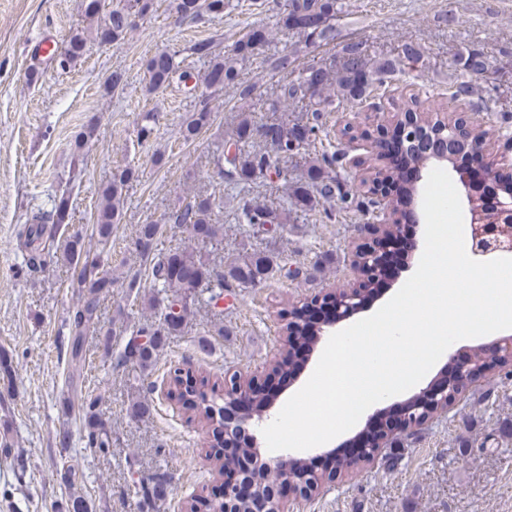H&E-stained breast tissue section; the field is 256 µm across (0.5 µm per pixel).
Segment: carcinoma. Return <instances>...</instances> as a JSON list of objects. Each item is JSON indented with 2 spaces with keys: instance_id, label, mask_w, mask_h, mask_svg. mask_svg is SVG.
Listing matches in <instances>:
<instances>
[{
  "instance_id": "1",
  "label": "carcinoma",
  "mask_w": 512,
  "mask_h": 512,
  "mask_svg": "<svg viewBox=\"0 0 512 512\" xmlns=\"http://www.w3.org/2000/svg\"><path fill=\"white\" fill-rule=\"evenodd\" d=\"M154 0H124L120 8L105 11V0H87L85 13L90 18L99 16L110 21L112 45L119 44L130 34L135 23L131 16L144 18L152 10ZM338 0H288V9L279 20L284 32H292L306 41L330 44L340 42L339 55L328 63H312L303 69L299 78L286 79V75L296 69L295 53L283 51L266 60L267 68L285 76L278 83L274 98L268 101V109L278 112L287 104H306L311 119L294 121L271 119L256 123L251 116L242 115L229 135L228 144L221 146L213 157L219 173L224 168L231 170L228 181L237 184L248 183L260 175L274 172L282 174L279 162L283 159H300L305 167L301 179L290 185L291 208L282 211L278 208L257 202L245 201L240 207V222L243 224H270L282 227L293 219V215L306 214L319 206L329 205L335 200L346 201L349 192L343 190L340 181L333 175L336 163L341 161L338 152L324 150L320 154L309 153L306 146L316 140L322 113L336 111V99L362 100L371 92L375 83L399 74L414 71L422 62L421 49L406 43L401 53L394 58L372 60L366 54L363 42L341 40L332 22L340 12ZM229 5L228 0H171L169 8L179 21L193 20L201 11L222 15ZM310 15H318L330 24L315 31L302 25ZM269 36L265 28L251 30L237 40L224 53H218L208 40L194 43L190 50L198 58L207 61L205 76L200 83L188 85L192 73L181 68L177 54L167 49L154 52L145 61L147 90L153 92L178 77L188 92L200 90V109L183 123L181 137L186 143L195 141L210 121L209 89H222L226 86L235 89L239 99H253L256 85L240 79V68L259 55ZM87 43L85 32H77L69 39L64 57L59 66L76 62L84 53ZM460 72L467 80L456 84L453 95H472L474 84L470 80L486 75L489 64L487 56L472 49L461 56ZM286 137L296 142L288 152H281L277 141ZM137 178V169L128 164L112 170L110 178L102 185L95 207V244L85 242L81 232L68 233L72 187L55 193L51 208L38 209L27 218L20 230L26 247L29 249L26 263L36 271L47 262L55 237L59 233L68 234L61 257L74 267L75 277L71 287L75 288L78 303L71 323L74 336L71 346V371L74 377L83 352V336L99 324V306L102 298L112 294L118 278L112 275L109 257L112 256V230L121 223L124 197L123 190ZM224 206V199L215 195H195L182 207L163 215L161 222L141 224L137 230V248L141 255H150L154 241L160 234L162 225L175 224L184 229L188 240L197 243L218 244L224 238V225L213 223V215ZM294 276L286 264L273 254L253 252L231 259L216 267L205 261L194 250L187 247L176 248L151 259V282L155 294L147 297L146 305L167 303V311L161 313L158 323L141 326L137 335L149 338L148 344L134 354L123 353L122 360L133 361L143 368H151L157 362L167 337L178 336L182 332L187 316V308L173 311L179 299L189 290L201 289L210 297L223 295L226 288H254L277 276ZM99 398L91 397L82 402L85 447L93 452L106 453L112 447L111 432L107 429L97 409Z\"/></svg>"
}]
</instances>
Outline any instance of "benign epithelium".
Segmentation results:
<instances>
[{
    "label": "benign epithelium",
    "instance_id": "1",
    "mask_svg": "<svg viewBox=\"0 0 512 512\" xmlns=\"http://www.w3.org/2000/svg\"><path fill=\"white\" fill-rule=\"evenodd\" d=\"M395 129L404 133L417 132L410 137L403 148L421 152L423 163L417 166L412 179V188L405 189L407 195L419 194L417 182L423 178L422 172L430 165H450L459 174L468 204L467 238L469 252L477 261H490L512 254V137L500 136L495 140L497 149L493 161L487 164V170L494 171L496 177V205L494 212L497 221L490 224L485 219L486 207L483 197L477 195V189L464 175L461 159L484 161L489 145L482 140L477 145L470 144L469 132L478 124V120L467 112L447 114L437 112L429 129L421 127V113H395ZM343 135L352 145L345 152L344 158L352 168L363 164V157L356 154L365 150L382 159L390 157L386 151L389 130L381 127L378 137L367 145L357 144L358 136L353 134L351 125H346ZM394 181L379 169L369 178V196L373 200V220L362 224L358 229V243L354 247L351 267L355 281L342 288L327 289L300 303L288 314V322L283 327L281 357L269 362L264 374L237 373L224 377V388L208 384V380L192 368L178 371V379L170 380L166 396L182 409L190 406H209L211 422L206 425L210 457L223 461L218 474H233L244 479L251 486L252 495L240 494L238 482L224 481L219 497L209 499L201 495H192L189 501L195 504L196 512H239L242 502L250 503V512H290L286 501L278 489L288 488L296 498L310 499L323 491L330 483L341 478L347 469L338 459L325 471L317 473L306 467L289 471L279 466V460L266 458L259 448L256 436L242 441L241 436L250 429H255L268 420L275 411L280 394L267 393L268 384L279 375L288 364L293 344L289 337L297 328L308 323L312 329L314 342L335 331L336 327L351 319L365 305L364 294L376 281L389 275L391 260L401 252H415L418 242L410 240L402 245L400 233L389 234L385 228L389 224H421L424 214L417 201H412V208L400 211L393 207L395 196L390 188ZM504 359L512 360V336L500 337L485 343ZM449 361L454 363L453 373L442 371L441 377L427 384L408 398V403L415 404L416 417H406L376 432L368 446L361 448L357 464L370 463L386 447L390 440V430L407 431L425 421L441 415L451 408L456 396L464 387L477 381L491 366H480L475 359L465 356L457 358L456 353L449 354ZM250 382L253 389L265 394V402L259 413L250 412L248 393L239 387L240 379ZM224 401L219 406L218 401Z\"/></svg>",
    "mask_w": 512,
    "mask_h": 512
}]
</instances>
